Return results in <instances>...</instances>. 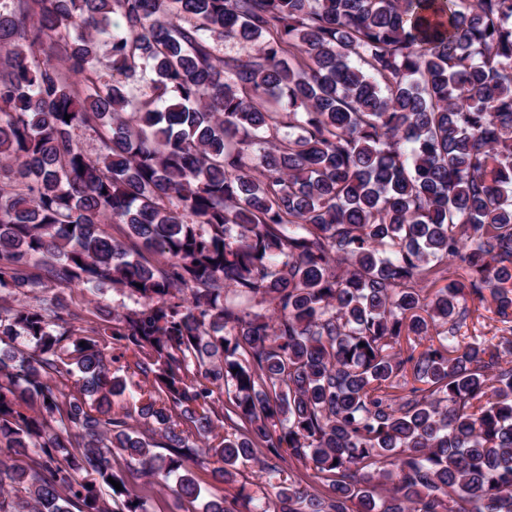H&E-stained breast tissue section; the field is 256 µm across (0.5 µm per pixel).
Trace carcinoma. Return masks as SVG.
Returning a JSON list of instances; mask_svg holds the SVG:
<instances>
[{
	"label": "carcinoma",
	"mask_w": 512,
	"mask_h": 512,
	"mask_svg": "<svg viewBox=\"0 0 512 512\" xmlns=\"http://www.w3.org/2000/svg\"><path fill=\"white\" fill-rule=\"evenodd\" d=\"M13 2L0 512H148L134 467L196 501L192 467L268 458L328 492L247 512H512V0ZM86 284L137 307L46 296ZM469 300L502 335L463 343ZM117 375L126 379L127 386L123 393L112 396V409L116 412H122L125 409L133 411L134 400L132 394L137 389L136 385L144 384V379L141 375L133 374V370L127 371L125 368L119 371Z\"/></svg>",
	"instance_id": "cac0c4a2"
}]
</instances>
